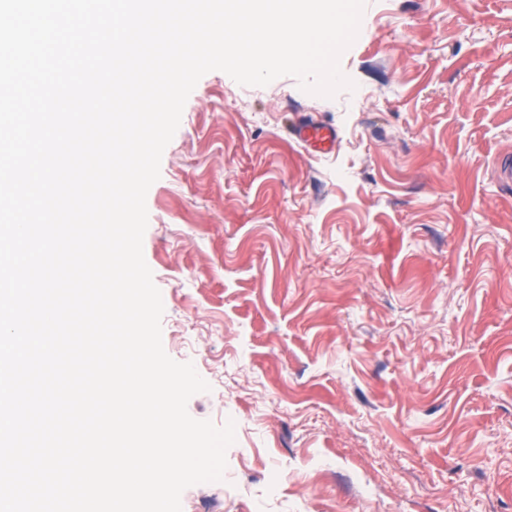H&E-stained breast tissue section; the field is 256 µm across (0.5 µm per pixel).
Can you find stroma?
Returning a JSON list of instances; mask_svg holds the SVG:
<instances>
[{
  "label": "stroma",
  "mask_w": 512,
  "mask_h": 512,
  "mask_svg": "<svg viewBox=\"0 0 512 512\" xmlns=\"http://www.w3.org/2000/svg\"><path fill=\"white\" fill-rule=\"evenodd\" d=\"M340 65L207 73L147 193L164 350L236 426L182 512H512V0H366ZM293 133L307 147L319 152L333 150L338 140L336 128L318 125L309 118L298 120L293 126Z\"/></svg>",
  "instance_id": "obj_1"
}]
</instances>
